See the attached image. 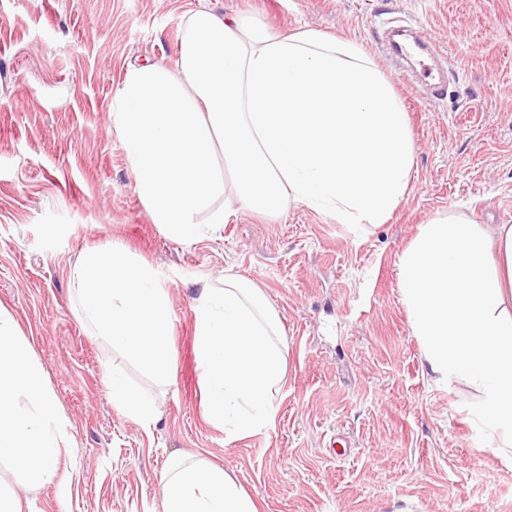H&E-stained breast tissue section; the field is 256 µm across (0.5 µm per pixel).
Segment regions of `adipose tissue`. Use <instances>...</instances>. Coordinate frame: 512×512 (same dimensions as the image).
Returning a JSON list of instances; mask_svg holds the SVG:
<instances>
[{"label": "adipose tissue", "instance_id": "adipose-tissue-1", "mask_svg": "<svg viewBox=\"0 0 512 512\" xmlns=\"http://www.w3.org/2000/svg\"><path fill=\"white\" fill-rule=\"evenodd\" d=\"M109 120L154 223L188 242L228 222L230 208L212 207L228 181L244 208L301 204L363 232L390 217L410 184L404 107L358 43L311 30L273 34L209 8L188 15L176 68L128 66ZM400 277L430 372L480 394L477 419L500 433L511 462L512 225L490 235L463 218L432 219L402 253ZM72 280L99 335L145 371L169 377L168 296L153 268L122 249L91 247ZM111 388L122 412L156 423L151 399L117 376ZM66 445L65 414L14 318L0 309V462L26 485L50 484ZM161 491L162 512H258L231 475L203 459L174 462Z\"/></svg>", "mask_w": 512, "mask_h": 512}]
</instances>
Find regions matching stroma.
<instances>
[{
	"mask_svg": "<svg viewBox=\"0 0 512 512\" xmlns=\"http://www.w3.org/2000/svg\"><path fill=\"white\" fill-rule=\"evenodd\" d=\"M361 44L405 106L414 166L370 232L303 205L237 211L187 244L153 224L109 111L128 64L175 67L200 7ZM400 19L447 73L428 97L381 44ZM512 224V0H0V305L68 418L55 483L0 487L34 512H162L177 459L223 466L260 512H512V463L477 427L478 394L438 387L413 335L399 262L420 224ZM149 263L166 285L174 362L160 382L81 317L70 273L89 246ZM263 288L287 341L273 428L229 438L204 417L194 300L224 275ZM155 402L143 427L112 405L111 376ZM346 443L338 455L330 438Z\"/></svg>",
	"mask_w": 512,
	"mask_h": 512,
	"instance_id": "stroma-1",
	"label": "stroma"
}]
</instances>
